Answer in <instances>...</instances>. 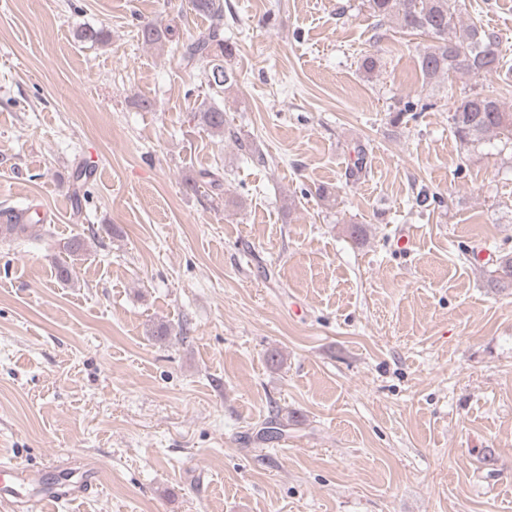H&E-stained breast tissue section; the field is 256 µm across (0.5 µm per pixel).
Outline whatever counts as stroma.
<instances>
[{
	"mask_svg": "<svg viewBox=\"0 0 512 512\" xmlns=\"http://www.w3.org/2000/svg\"><path fill=\"white\" fill-rule=\"evenodd\" d=\"M224 9L216 137L190 118L205 75L181 47L209 21L188 0H0V205L43 217L0 237V458L97 474L52 512H512V289L487 266L512 251V150L460 145L425 38L376 29L363 0ZM155 17L161 48L138 35ZM456 23L504 56L457 89L512 110V0ZM213 168L221 195L184 192ZM161 322L182 337L157 342ZM273 416L286 431L262 441Z\"/></svg>",
	"mask_w": 512,
	"mask_h": 512,
	"instance_id": "1",
	"label": "stroma"
}]
</instances>
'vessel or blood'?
<instances>
[{
    "label": "vessel or blood",
    "instance_id": "1",
    "mask_svg": "<svg viewBox=\"0 0 512 512\" xmlns=\"http://www.w3.org/2000/svg\"><path fill=\"white\" fill-rule=\"evenodd\" d=\"M70 497V492L44 484L41 472L0 462V507L6 512H41L42 504Z\"/></svg>",
    "mask_w": 512,
    "mask_h": 512
}]
</instances>
